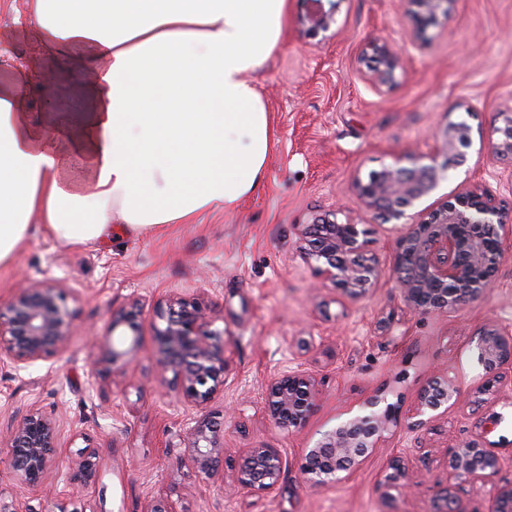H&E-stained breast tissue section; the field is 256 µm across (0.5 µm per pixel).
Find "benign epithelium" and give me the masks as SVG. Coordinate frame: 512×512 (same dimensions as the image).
<instances>
[{
	"instance_id": "benign-epithelium-1",
	"label": "benign epithelium",
	"mask_w": 512,
	"mask_h": 512,
	"mask_svg": "<svg viewBox=\"0 0 512 512\" xmlns=\"http://www.w3.org/2000/svg\"><path fill=\"white\" fill-rule=\"evenodd\" d=\"M341 0H316L312 13L300 18L316 31L326 32L336 23ZM404 14L412 23L408 41L386 37L370 39L358 56L367 82L377 91L391 87L404 70L408 46L423 39L426 29L448 20L457 0H403ZM472 126L464 120H448L436 133L444 165L425 163L423 157L403 154L390 165L364 179H353L356 211L369 213L384 224H399L408 211L420 206L440 189L447 172L466 161L464 148L471 144ZM487 153L512 165V108L495 114L486 142ZM397 237L391 272L406 307L415 314L450 312L486 296L512 241V215L505 205L479 185L465 188L441 201L418 222L404 223ZM366 232L352 215L345 221L317 219L304 224L301 257L315 262L323 280L342 294L358 300L377 285L382 269L370 252ZM155 327L158 347L156 366L160 373L171 370L183 401L202 405L224 387V338L209 330L207 307L196 299L170 296L158 303ZM73 314L65 289L53 283L20 287L0 308V361L23 369L63 348L71 337ZM120 328L128 334L118 342H106V362L114 373L124 372L139 344L137 311L132 308L112 317L110 332ZM477 336V361L486 380L477 391L483 402L497 385L512 384V326L498 320L482 324ZM318 381L305 368L297 367L277 378L269 388L268 410L272 421L283 428H300L315 407ZM467 400L448 377H429L409 410L406 430L416 433ZM501 420L490 415L479 424V433L457 442L448 452V486L438 493L442 512H467L457 493V481L490 486L486 512H512V483L499 485L498 455L486 445L492 426ZM400 407L380 395L367 399L357 414L325 433L305 456L304 474L312 488L336 483L352 474L375 449L385 434L400 425ZM59 424L51 416L30 409L12 425L7 438L4 466L27 498L38 496L52 479L61 451ZM186 449L193 467L207 474L224 461V443L208 417L199 418L190 429ZM237 483L247 489L272 490L282 473V459L274 448L242 451ZM96 449L78 450L77 460L66 476L73 492L87 490L98 478ZM383 488H409L405 458L395 455L380 483Z\"/></svg>"
}]
</instances>
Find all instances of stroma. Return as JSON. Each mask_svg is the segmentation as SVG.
Returning a JSON list of instances; mask_svg holds the SVG:
<instances>
[{"mask_svg": "<svg viewBox=\"0 0 512 512\" xmlns=\"http://www.w3.org/2000/svg\"><path fill=\"white\" fill-rule=\"evenodd\" d=\"M288 22L276 53L252 80L273 112L279 146L257 197L233 213H206L154 235L113 230L104 244L71 246L37 230L14 259L0 267V303L20 283L57 282L67 290L72 336L58 353L19 370L0 363V431L30 407L61 429L62 454L33 512H149L159 501L173 512H434V495L448 480V450L474 433L482 416L502 420L488 436L501 458L497 483L512 482V389L501 388L480 413L449 409L411 443L388 433L348 478L314 489L301 465L322 434L370 396L409 410L434 374L474 392L482 373L473 333L497 319L512 323V250L484 299L450 313L418 315L404 304L391 274L360 300L325 286L299 252V229L352 205L354 176H368L395 155L428 153L451 117L467 116L472 144L452 169L441 194L479 184L512 203V168L481 145L496 112L512 106V0H458L448 21L429 26L410 48L396 83L377 91L360 74L357 56L371 38L402 40L409 28L401 0H342L330 32L300 23L305 0H288ZM31 39L15 35L9 7L0 8V90L32 58ZM47 100L28 91L33 113L76 112L79 83L50 74ZM172 295L201 298L211 330L224 335V388L206 405L184 403L173 376L155 371V307ZM138 308L141 346L125 373L88 379L104 359L103 338L113 314ZM319 377L316 406L298 429L276 427L267 390L296 367ZM218 422L232 456L246 448L277 449L285 474L271 490H249L235 470H195L184 450L194 419ZM99 455V476L80 494H64L78 449ZM405 453L416 493H384L389 459Z\"/></svg>", "mask_w": 512, "mask_h": 512, "instance_id": "stroma-1", "label": "stroma"}]
</instances>
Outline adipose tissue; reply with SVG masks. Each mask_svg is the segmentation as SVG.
Wrapping results in <instances>:
<instances>
[{"label": "adipose tissue", "mask_w": 512, "mask_h": 512, "mask_svg": "<svg viewBox=\"0 0 512 512\" xmlns=\"http://www.w3.org/2000/svg\"><path fill=\"white\" fill-rule=\"evenodd\" d=\"M287 11L288 0H26L14 24L37 56L0 91V267L35 220L62 244L92 245L256 195L279 138L249 76L278 49ZM50 70L84 79L82 111L26 112Z\"/></svg>", "instance_id": "adipose-tissue-1"}]
</instances>
